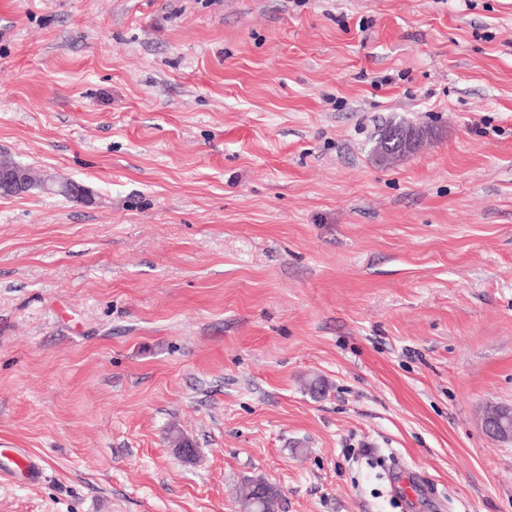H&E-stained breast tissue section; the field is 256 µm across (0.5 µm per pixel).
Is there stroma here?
<instances>
[{
	"instance_id": "obj_1",
	"label": "stroma",
	"mask_w": 512,
	"mask_h": 512,
	"mask_svg": "<svg viewBox=\"0 0 512 512\" xmlns=\"http://www.w3.org/2000/svg\"><path fill=\"white\" fill-rule=\"evenodd\" d=\"M1 154L0 512H512V0H0ZM411 128L412 127L410 125H405L403 122H397V123L387 124L385 126V128H383L384 130L383 129L382 130L386 131V132L391 131V132H396L397 134H401L405 130L411 129ZM380 134L375 142L374 149L375 148H383L385 150L394 151L399 148L398 145H399V141H400V136H398L394 140H391V139H386L384 137H380ZM402 139H403V142H402V146L400 147V152H389V151L380 149L377 154L379 159H381L382 161L387 162V163H395V162L399 161L402 158V156L415 151L420 146L422 139H423V135H422V133H420L419 131H416V130H412L410 132L405 131V133H403V135H402ZM26 183V176L20 170L7 165L0 164V194L3 195L5 192H11L12 195H20L26 192H22ZM3 196H11L5 194ZM41 475L42 465L37 459L26 455L20 448H0V477L16 479L22 476L33 483ZM240 493V502L245 512H277L279 508V490L264 481L245 483Z\"/></svg>"
}]
</instances>
